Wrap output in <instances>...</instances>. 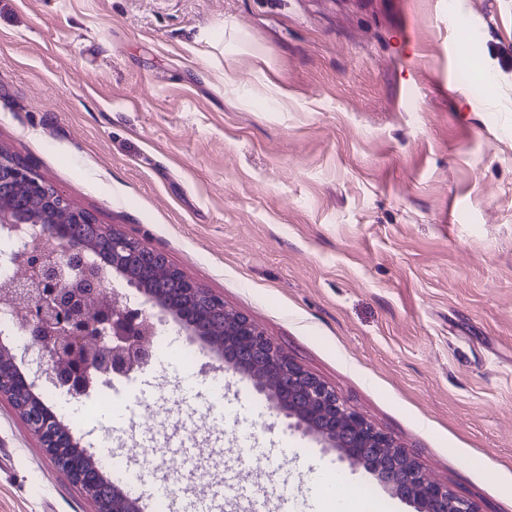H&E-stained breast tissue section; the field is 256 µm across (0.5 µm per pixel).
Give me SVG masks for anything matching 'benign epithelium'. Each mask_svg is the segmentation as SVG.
<instances>
[{
  "instance_id": "obj_1",
  "label": "benign epithelium",
  "mask_w": 512,
  "mask_h": 512,
  "mask_svg": "<svg viewBox=\"0 0 512 512\" xmlns=\"http://www.w3.org/2000/svg\"><path fill=\"white\" fill-rule=\"evenodd\" d=\"M8 181L27 185L35 196L45 198L56 209H67L74 222L91 221L88 211L78 203L48 189L29 164L2 155L0 185ZM33 223L36 228L20 236L19 246L10 257L19 272L10 296L23 307L22 329L30 343L40 347L54 386L73 397H84L114 376L147 366L151 355L146 336L169 317L185 335L209 339L211 322L200 308L158 292L142 297L137 308L131 307L116 289L107 295L109 279L90 259L87 245L67 236L65 225L39 224L22 210L0 202V225H12L19 231L21 225ZM106 235L116 261L132 265L146 251L125 234L108 231ZM183 293L201 297L210 311L224 317V326L232 334V341L224 348V359L248 375L258 390L266 389V380L272 376L288 377V384L271 397V402L290 419L289 426L319 438L336 449L340 459L354 466L362 455L373 460L383 448L397 449L390 471L378 466L371 474L415 512H476L471 501L450 493L448 487L423 473L392 436L347 407L333 390L294 364L254 322L224 309L222 300L187 278L183 280ZM34 388L14 361L7 370L0 371V395L14 401L55 466L87 490L97 503V512H106L100 474L88 471L82 457L57 452L70 447V437L60 432L54 414L44 407L16 401L17 395L32 393Z\"/></svg>"
}]
</instances>
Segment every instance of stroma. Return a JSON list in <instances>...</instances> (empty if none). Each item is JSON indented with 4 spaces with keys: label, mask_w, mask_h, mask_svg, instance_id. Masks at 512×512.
Returning a JSON list of instances; mask_svg holds the SVG:
<instances>
[{
    "label": "stroma",
    "mask_w": 512,
    "mask_h": 512,
    "mask_svg": "<svg viewBox=\"0 0 512 512\" xmlns=\"http://www.w3.org/2000/svg\"><path fill=\"white\" fill-rule=\"evenodd\" d=\"M495 93L461 95L448 0H0V151L256 323L476 512H512V0H458ZM248 55L220 53L228 30ZM273 83L288 107L248 90ZM153 361L141 379L205 378ZM222 432L156 404L157 474L278 512L332 462L246 375ZM0 512H96L0 396Z\"/></svg>",
    "instance_id": "stroma-1"
}]
</instances>
